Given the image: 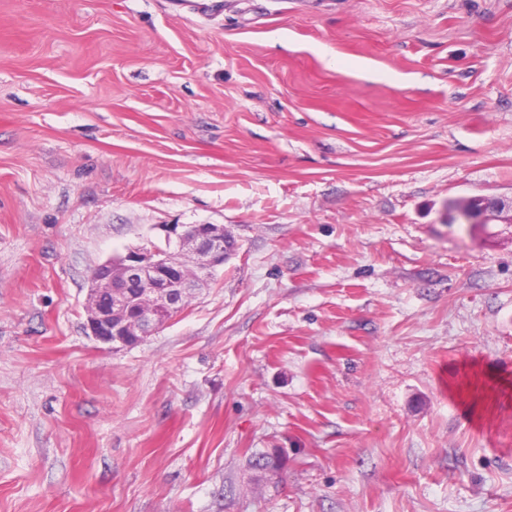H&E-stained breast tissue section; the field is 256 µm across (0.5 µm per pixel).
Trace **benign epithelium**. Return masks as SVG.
<instances>
[{
  "mask_svg": "<svg viewBox=\"0 0 512 512\" xmlns=\"http://www.w3.org/2000/svg\"><path fill=\"white\" fill-rule=\"evenodd\" d=\"M481 224L512 223V199H488L473 216ZM224 225L194 224L165 230V246L130 249L91 273L86 330L95 340L134 347L181 311L201 278L234 252Z\"/></svg>",
  "mask_w": 512,
  "mask_h": 512,
  "instance_id": "benign-epithelium-1",
  "label": "benign epithelium"
}]
</instances>
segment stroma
<instances>
[{
    "mask_svg": "<svg viewBox=\"0 0 512 512\" xmlns=\"http://www.w3.org/2000/svg\"><path fill=\"white\" fill-rule=\"evenodd\" d=\"M474 197H512V0H0V512H512ZM172 224L235 251L88 336ZM165 233V247L129 249L94 268L89 336L118 347L141 344L184 308L202 277L224 267L234 252L220 224H194L181 231L175 226Z\"/></svg>",
    "mask_w": 512,
    "mask_h": 512,
    "instance_id": "obj_1",
    "label": "stroma"
}]
</instances>
